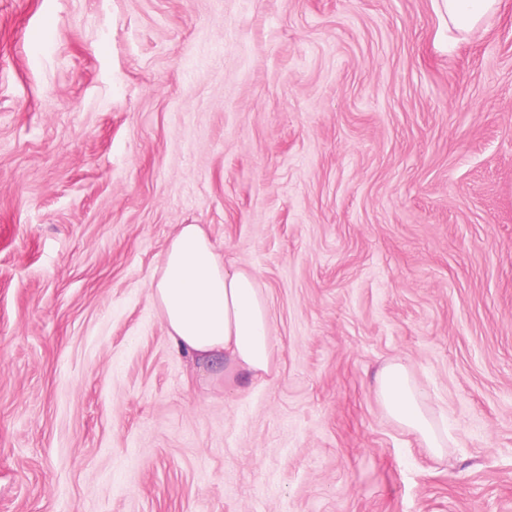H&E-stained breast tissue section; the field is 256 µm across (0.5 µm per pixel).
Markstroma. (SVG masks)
<instances>
[{"instance_id":"35a3bbf8","label":"stroma","mask_w":512,"mask_h":512,"mask_svg":"<svg viewBox=\"0 0 512 512\" xmlns=\"http://www.w3.org/2000/svg\"><path fill=\"white\" fill-rule=\"evenodd\" d=\"M184 224L263 378L174 349ZM0 512H512V0H0ZM448 29L466 32L497 10L500 0H442ZM149 297L174 347L201 363L224 357L259 379L274 357L270 308L257 277L232 269L198 224H184L153 275ZM375 389L387 415L401 428L419 436L424 448L436 456L448 445V430L427 412L425 391L412 379L401 361L384 365L375 375Z\"/></svg>"}]
</instances>
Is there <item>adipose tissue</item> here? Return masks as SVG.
<instances>
[{"mask_svg":"<svg viewBox=\"0 0 512 512\" xmlns=\"http://www.w3.org/2000/svg\"><path fill=\"white\" fill-rule=\"evenodd\" d=\"M450 28L466 32L497 10L500 0H442ZM149 297L174 347L202 363L218 359L240 375L269 374L274 357L270 308L254 274L228 267L196 224L171 239L154 274ZM375 389L387 415L419 436L427 450L442 455L448 430L427 412L426 394L400 361L375 375Z\"/></svg>","mask_w":512,"mask_h":512,"instance_id":"obj_1","label":"adipose tissue"}]
</instances>
